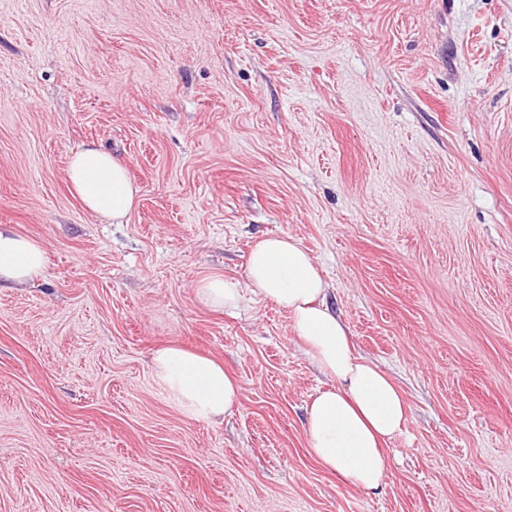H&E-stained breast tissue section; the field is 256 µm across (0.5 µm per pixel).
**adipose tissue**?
Here are the masks:
<instances>
[{
    "mask_svg": "<svg viewBox=\"0 0 512 512\" xmlns=\"http://www.w3.org/2000/svg\"><path fill=\"white\" fill-rule=\"evenodd\" d=\"M68 178L86 209L115 224L129 215L139 193L124 163L98 146L73 155ZM45 263L40 241L0 225V284L35 280ZM246 277L242 283L206 276L196 283L195 298L209 308L236 310L253 297L287 312L305 355L328 381L306 408L304 434L311 454L346 484L379 490L386 470L384 446L402 432L408 418L402 392L374 361L358 354L347 325L329 304L325 281L298 239H259ZM151 369L164 392L198 421L222 420L242 395L239 382L222 364L178 346L156 349Z\"/></svg>",
    "mask_w": 512,
    "mask_h": 512,
    "instance_id": "1",
    "label": "adipose tissue"
}]
</instances>
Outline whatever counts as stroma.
Listing matches in <instances>:
<instances>
[{
    "label": "stroma",
    "mask_w": 512,
    "mask_h": 512,
    "mask_svg": "<svg viewBox=\"0 0 512 512\" xmlns=\"http://www.w3.org/2000/svg\"><path fill=\"white\" fill-rule=\"evenodd\" d=\"M101 146L125 222L72 192ZM0 512H512V0H0ZM299 239L409 404L381 490L308 453L326 385L284 310L196 302ZM242 396L185 416L151 354ZM68 178L86 209L115 224L129 215L139 193L124 163L98 146L73 155ZM46 250L40 241L18 233L9 224L0 225V288L24 284L43 273ZM154 378L182 411L198 421L216 422L238 404L239 382L219 362L178 346H163L151 357Z\"/></svg>",
    "instance_id": "1"
}]
</instances>
